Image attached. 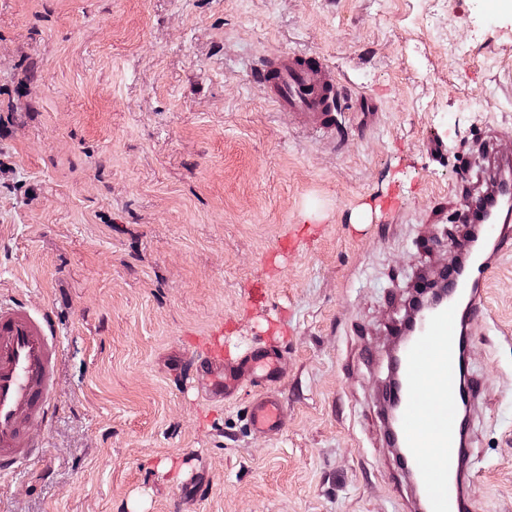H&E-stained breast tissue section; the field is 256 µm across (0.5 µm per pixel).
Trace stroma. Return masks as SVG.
I'll return each instance as SVG.
<instances>
[{"label": "stroma", "instance_id": "stroma-1", "mask_svg": "<svg viewBox=\"0 0 512 512\" xmlns=\"http://www.w3.org/2000/svg\"><path fill=\"white\" fill-rule=\"evenodd\" d=\"M317 52L350 98L302 131L252 72ZM512 128V0H0V301L56 334L43 453L0 512H403L379 348ZM470 341V512H512V242ZM280 352L283 427L210 344ZM279 360L277 351L256 348L233 360L225 361L222 354L206 357L201 361L199 370L208 381L211 398L222 401L234 395L243 376L259 374L267 388L249 404L248 422L253 429L275 436L282 428V402L276 389L272 388L282 375Z\"/></svg>", "mask_w": 512, "mask_h": 512}]
</instances>
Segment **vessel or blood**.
I'll return each instance as SVG.
<instances>
[{
    "label": "vessel or blood",
    "instance_id": "b4317fda",
    "mask_svg": "<svg viewBox=\"0 0 512 512\" xmlns=\"http://www.w3.org/2000/svg\"><path fill=\"white\" fill-rule=\"evenodd\" d=\"M270 100L295 114L305 128L330 133L347 93L316 52L280 53L263 61L256 73ZM500 130H490L478 149L488 164L482 190L464 201L463 221L483 227L474 244L460 242L464 263L446 262L421 273L414 298L448 285V298L425 310L410 337L394 335L386 354L368 352L370 362L394 358L401 386L398 408L381 405L384 446L398 456L410 487L412 512H466L475 472L471 459L479 395L470 363L462 355L481 325L485 274L496 263L501 244L512 241V156L498 148ZM277 351L256 348L227 360L217 354L199 366L212 399L231 398L239 380L261 376L267 385L248 407L250 426L268 435L282 428V402L274 388L281 377ZM57 344L46 316L24 307L0 305V472L29 458L28 427L46 421L52 404Z\"/></svg>",
    "mask_w": 512,
    "mask_h": 512
}]
</instances>
